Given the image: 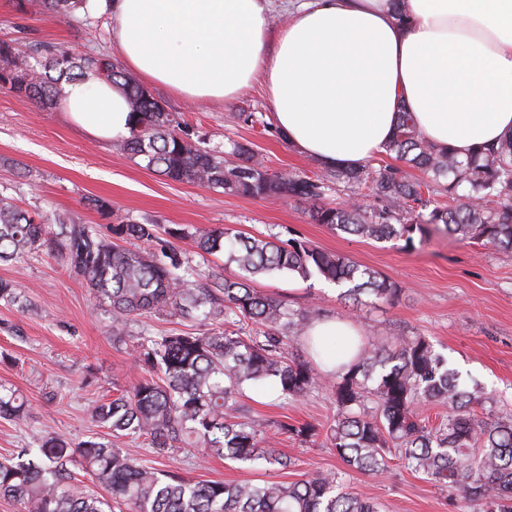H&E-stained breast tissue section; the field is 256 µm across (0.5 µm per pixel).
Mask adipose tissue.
Masks as SVG:
<instances>
[{"instance_id": "ef3b65f1", "label": "adipose tissue", "mask_w": 512, "mask_h": 512, "mask_svg": "<svg viewBox=\"0 0 512 512\" xmlns=\"http://www.w3.org/2000/svg\"><path fill=\"white\" fill-rule=\"evenodd\" d=\"M125 68L186 101H232L263 79L275 127L326 166L382 154L400 111L459 159L512 139V0H100ZM70 122L100 141L136 126L121 85L64 86Z\"/></svg>"}]
</instances>
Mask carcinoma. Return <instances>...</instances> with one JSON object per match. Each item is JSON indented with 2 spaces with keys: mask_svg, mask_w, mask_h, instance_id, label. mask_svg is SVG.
<instances>
[{
  "mask_svg": "<svg viewBox=\"0 0 512 512\" xmlns=\"http://www.w3.org/2000/svg\"><path fill=\"white\" fill-rule=\"evenodd\" d=\"M37 2L49 17L96 13L90 0ZM80 78L124 87L137 129L118 148L170 181L305 201L313 223L368 240L410 243L422 225L442 224L461 240L512 251V142L463 161L425 140L403 110L385 150L400 167L367 162L326 167L313 178L274 174L248 143L233 142L224 152L202 146L182 113L169 111L110 55L49 44L25 49L0 40V90L52 109L61 105L62 83ZM405 166L423 178L408 176ZM334 185L346 188L349 199L324 202ZM437 194L447 195L448 205L430 207ZM366 195L376 205L361 202ZM52 224L57 231H50ZM184 238L178 225L163 229L134 221L102 235L66 213L32 215L0 194V261L53 252L110 307L114 341H123L128 322L159 311L214 325L203 333L138 338L135 358L145 377L130 392L96 403L92 417L99 426L116 438L143 440L160 458L177 448H206L246 467L286 471L295 460L273 446L239 398L245 387L266 380L277 381L287 401L325 386L337 410L326 438L347 468L381 474L395 451L412 471L459 491L477 512H512V416L498 414L480 388H461L428 339L394 336L378 344L360 337L353 360L320 373L311 362L312 340L291 351L285 340L305 336L321 312L291 309L252 286L258 277L281 273L317 278L340 287L339 299L356 306L364 295L394 301L400 293L394 281L298 240L282 243L272 233L244 237L229 228L198 230L192 242L201 254H224L237 277L204 276L175 245ZM21 299L14 284L0 280V301ZM434 403L448 407L435 426L419 413ZM26 413V401L0 384V419L20 420ZM273 428L301 442L318 435L310 424L275 422ZM76 462L106 495L74 486ZM0 498L18 504L20 512H378L335 473L283 482H193L138 464L109 441L73 443L50 432L38 447L20 448L0 461Z\"/></svg>",
  "mask_w": 512,
  "mask_h": 512,
  "instance_id": "obj_1",
  "label": "carcinoma"
}]
</instances>
